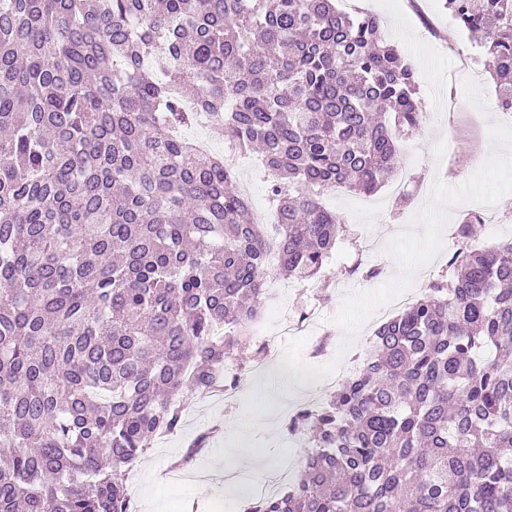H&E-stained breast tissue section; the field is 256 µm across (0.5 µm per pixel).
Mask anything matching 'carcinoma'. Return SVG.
<instances>
[{"mask_svg":"<svg viewBox=\"0 0 512 512\" xmlns=\"http://www.w3.org/2000/svg\"><path fill=\"white\" fill-rule=\"evenodd\" d=\"M512 109V0H446ZM164 59L157 77L146 60ZM381 21L335 0H0V512H134L128 471L222 388L267 277L322 272L425 119ZM261 150L273 224L197 113ZM470 215L360 373L287 424L296 482L249 512H512V240Z\"/></svg>","mask_w":512,"mask_h":512,"instance_id":"carcinoma-1","label":"carcinoma"}]
</instances>
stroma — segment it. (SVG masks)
Masks as SVG:
<instances>
[{
  "label": "stroma",
  "instance_id": "stroma-1",
  "mask_svg": "<svg viewBox=\"0 0 512 512\" xmlns=\"http://www.w3.org/2000/svg\"><path fill=\"white\" fill-rule=\"evenodd\" d=\"M337 6L351 14L379 13L387 42L417 72L426 118L399 141L397 175L406 178V189L395 192L389 182L367 199L343 188L323 192L322 203L340 215L355 241L340 244L324 269L329 301L301 288L288 291L290 316L318 311L315 333L286 340L287 367L242 370L241 393L232 406L186 393L181 430L154 439L129 474L135 512H211L213 503L253 493L247 483L225 482V469L269 472L284 457L299 463L306 441L285 432L283 414L322 394L316 377L325 361L312 357L313 344L342 361L368 348L377 310L394 293L422 297L453 251L449 234L481 206H493L500 232L490 236L488 225H480L476 244L512 239V112L497 106L481 48L450 25L444 0H400L396 9L381 13L373 0H337ZM466 54L475 61L476 78L462 67ZM357 260L381 268V278L340 275L341 267ZM203 430L209 438L192 467L207 473L208 481L172 483L169 470L182 464Z\"/></svg>",
  "mask_w": 512,
  "mask_h": 512
}]
</instances>
